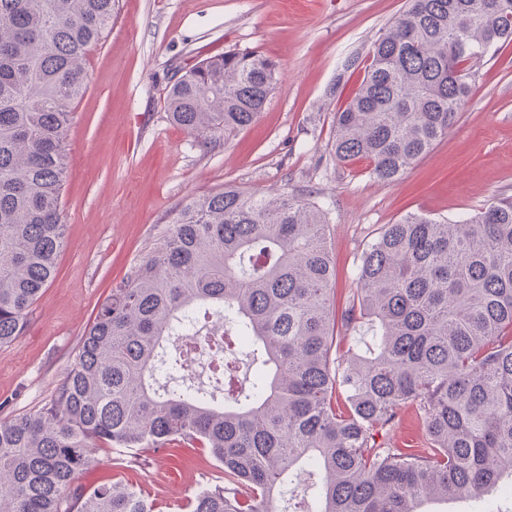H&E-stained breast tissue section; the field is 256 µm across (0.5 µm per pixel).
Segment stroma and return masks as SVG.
I'll list each match as a JSON object with an SVG mask.
<instances>
[{
    "label": "stroma",
    "instance_id": "1",
    "mask_svg": "<svg viewBox=\"0 0 512 512\" xmlns=\"http://www.w3.org/2000/svg\"><path fill=\"white\" fill-rule=\"evenodd\" d=\"M406 0H118L106 41L87 59L86 92L66 138L65 244L54 281L23 333L0 346V419L35 412L73 361L98 305L151 252L192 198L227 185L318 203L329 214L336 299L380 229L407 213L458 221L512 196V43L474 67L456 124L394 182L365 163H339L335 115L363 74L331 95L344 60L366 55ZM272 60L278 81L252 125L201 142L173 124L165 97L174 72L228 50ZM79 474L120 480L159 512H179L221 471L200 449L168 447Z\"/></svg>",
    "mask_w": 512,
    "mask_h": 512
}]
</instances>
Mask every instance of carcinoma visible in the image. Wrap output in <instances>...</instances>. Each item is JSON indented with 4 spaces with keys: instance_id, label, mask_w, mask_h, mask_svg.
<instances>
[{
    "instance_id": "cac0c4a2",
    "label": "carcinoma",
    "mask_w": 512,
    "mask_h": 512,
    "mask_svg": "<svg viewBox=\"0 0 512 512\" xmlns=\"http://www.w3.org/2000/svg\"><path fill=\"white\" fill-rule=\"evenodd\" d=\"M116 0H0V345L22 332L65 240V140L88 51ZM512 42V0H407L336 112L333 151L400 177L448 134L473 67ZM255 52L207 57L173 79L167 112L207 141L251 125L275 85ZM328 213L237 187L195 197L97 307L70 369L34 413L0 421V512H156L133 485L86 486L98 445L209 452L224 478L189 512H289L284 486L315 477L297 512H421L482 501L512 477V197L471 219L408 214L359 257L339 304ZM221 314L253 375L224 360L207 388L168 348ZM368 326L372 345L341 344ZM415 407L429 447L376 435Z\"/></svg>"
}]
</instances>
